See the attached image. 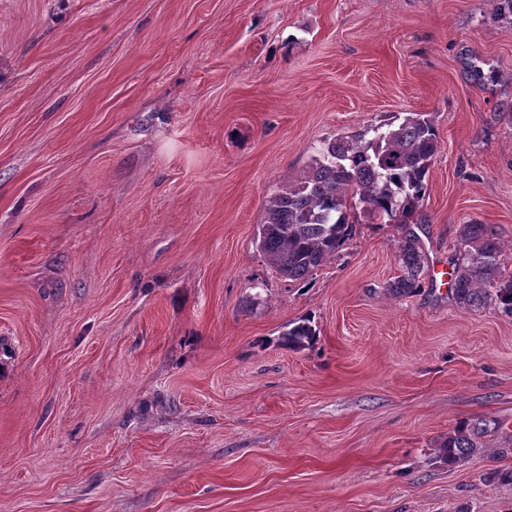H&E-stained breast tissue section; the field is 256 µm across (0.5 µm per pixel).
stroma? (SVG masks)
<instances>
[{"mask_svg":"<svg viewBox=\"0 0 512 512\" xmlns=\"http://www.w3.org/2000/svg\"><path fill=\"white\" fill-rule=\"evenodd\" d=\"M405 112L440 142L413 222L281 278L270 198ZM470 223L512 270L491 0H0V512H512V317L442 278ZM409 234L422 289L384 296ZM288 324L280 333L278 342L288 350H300L309 346L316 338V329L310 325V320L292 325ZM291 326V327H290ZM489 427L490 421L486 420L475 424H459L439 446V458L448 466L466 463L478 454L480 447L476 439L479 435L487 433Z\"/></svg>","mask_w":512,"mask_h":512,"instance_id":"stroma-1","label":"stroma"}]
</instances>
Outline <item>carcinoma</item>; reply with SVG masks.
I'll use <instances>...</instances> for the list:
<instances>
[{"label":"carcinoma","instance_id":"obj_1","mask_svg":"<svg viewBox=\"0 0 512 512\" xmlns=\"http://www.w3.org/2000/svg\"><path fill=\"white\" fill-rule=\"evenodd\" d=\"M439 147L432 118L415 112L398 124L334 137L300 181L269 200L260 224L261 252L281 277L307 282L352 236L356 212L388 224H405L413 217L426 196ZM460 237L466 250L451 262L453 300L464 309L489 307L512 317V272H506L495 227L464 224ZM398 260L401 274L383 291L398 298L413 296L424 273L415 240L403 241ZM315 338L316 329L305 319L285 327L278 342L294 351ZM489 427L487 421L459 424L439 446V458L450 466L466 463L478 454L477 437Z\"/></svg>","mask_w":512,"mask_h":512}]
</instances>
